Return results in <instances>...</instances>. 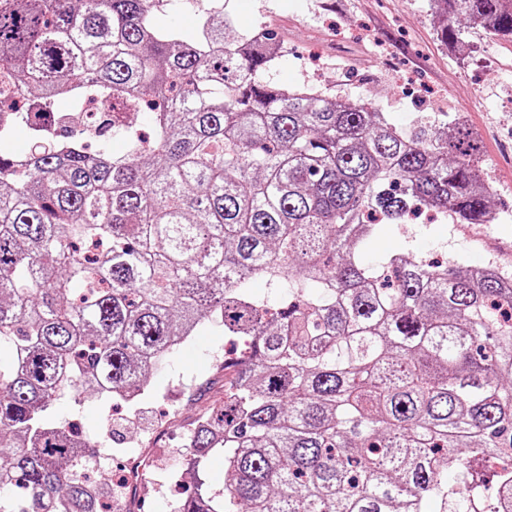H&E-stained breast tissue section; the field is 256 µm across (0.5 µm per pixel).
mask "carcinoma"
Here are the masks:
<instances>
[{
	"mask_svg": "<svg viewBox=\"0 0 512 512\" xmlns=\"http://www.w3.org/2000/svg\"><path fill=\"white\" fill-rule=\"evenodd\" d=\"M437 37L512 39V0H430ZM159 26L152 0H0V512H112L58 397L148 395L211 318L244 342L184 448L172 512H512V272L364 246L425 210L484 224L462 122L406 135L365 100L263 78L276 34ZM104 101L90 152L37 122ZM151 112L152 135L129 117ZM30 130L24 163L8 135ZM256 277L288 300L252 296ZM224 453V492L199 478ZM453 484H448V475Z\"/></svg>",
	"mask_w": 512,
	"mask_h": 512,
	"instance_id": "1",
	"label": "carcinoma"
}]
</instances>
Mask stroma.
Listing matches in <instances>:
<instances>
[{"label": "stroma", "mask_w": 512, "mask_h": 512, "mask_svg": "<svg viewBox=\"0 0 512 512\" xmlns=\"http://www.w3.org/2000/svg\"><path fill=\"white\" fill-rule=\"evenodd\" d=\"M218 8L232 19L228 37L259 24L279 34L288 55L266 72L271 83L310 79L337 97L371 100L408 135L458 120L477 137L482 175L496 191L489 223L403 225L366 247L367 264L409 251L472 263L492 258L512 269V39L471 29L466 51L446 47L429 0H164L154 16L190 32ZM229 346L223 323L213 320L168 354L151 376L157 393L139 425H125L119 409L108 416L95 403L76 405L69 393L54 417L76 421L110 467L119 466V449L139 443L150 468L186 470L185 435L222 397L224 373L213 353Z\"/></svg>", "instance_id": "stroma-1"}]
</instances>
